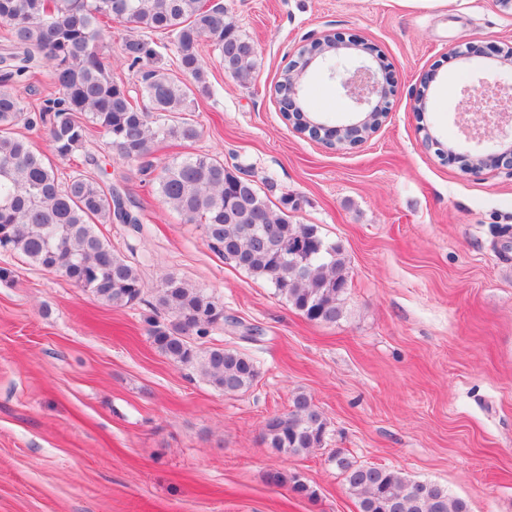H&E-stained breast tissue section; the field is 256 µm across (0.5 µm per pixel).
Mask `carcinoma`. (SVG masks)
I'll use <instances>...</instances> for the list:
<instances>
[{
    "instance_id": "obj_1",
    "label": "carcinoma",
    "mask_w": 512,
    "mask_h": 512,
    "mask_svg": "<svg viewBox=\"0 0 512 512\" xmlns=\"http://www.w3.org/2000/svg\"><path fill=\"white\" fill-rule=\"evenodd\" d=\"M114 23L129 29L119 53L138 67L140 102L112 79L102 51ZM144 30L172 37L176 69L150 63L156 50L140 36ZM204 39L219 50L224 70L240 83L250 82L254 45L225 20L220 3L0 0V43L6 47L0 55V249L60 274L106 306L122 308L142 300L138 270L96 232L99 224L123 223L122 204L112 189L94 170L64 184L56 173L54 159L70 158L93 124L119 159L137 164L140 174L150 178L184 223L201 227L215 255L269 282L308 321L334 324L344 317L348 294L349 271L340 244L325 239L316 225L294 224L288 212L272 210L251 179L208 154L188 152L159 168L153 163L158 143L189 145L200 135L184 114L195 111L196 94L209 90L200 53ZM41 61L56 91L34 114L10 85L35 77ZM39 123L48 125L49 156L15 132L19 124ZM157 301L167 319L149 320V333L161 355L198 370L226 394L252 387L258 371L251 358L222 345L196 344L224 324V302L171 275L163 278ZM326 430L312 398L299 392L288 412L267 419L263 439L280 455H306L323 446ZM336 467L359 512H470L466 500L435 482L359 464L339 450ZM270 479L290 484L299 496H314L297 475L276 471Z\"/></svg>"
}]
</instances>
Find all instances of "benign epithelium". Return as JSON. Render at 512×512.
I'll return each instance as SVG.
<instances>
[{
	"instance_id": "obj_1",
	"label": "benign epithelium",
	"mask_w": 512,
	"mask_h": 512,
	"mask_svg": "<svg viewBox=\"0 0 512 512\" xmlns=\"http://www.w3.org/2000/svg\"><path fill=\"white\" fill-rule=\"evenodd\" d=\"M363 46L358 40H347L340 35H326L317 39L302 50L300 57L310 56L314 59L334 57L343 50H361ZM306 67L300 63L288 65V96L280 97V104L286 119H295V127L299 134L312 141L331 149L357 147L364 142L382 125L387 116L389 97L393 95L394 85L380 77L379 72L372 66L361 64L353 67L347 76L339 80L343 94L354 108L360 111V119L346 125H326L315 118L302 113L299 106L301 82ZM500 85V78L494 75L478 79V84L466 90L468 111L480 113L484 129L496 134L502 141L509 138V133L503 128V119L507 112L503 99L492 91V87ZM462 167L466 171L477 172L489 163H503L512 166V150L508 149L499 154L469 153L459 155Z\"/></svg>"
}]
</instances>
